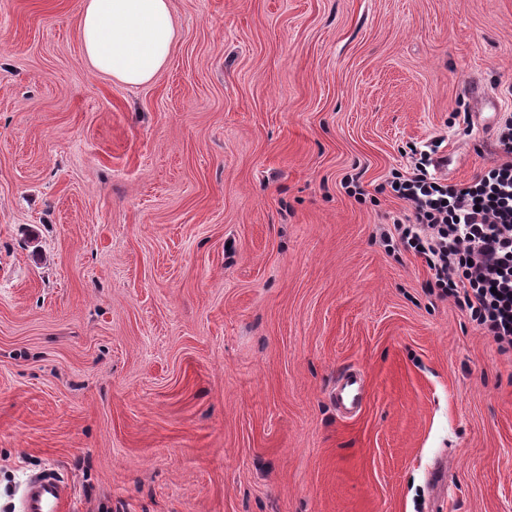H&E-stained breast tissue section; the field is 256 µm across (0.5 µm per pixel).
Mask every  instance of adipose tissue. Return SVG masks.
Segmentation results:
<instances>
[{
	"label": "adipose tissue",
	"instance_id": "ef3b65f1",
	"mask_svg": "<svg viewBox=\"0 0 512 512\" xmlns=\"http://www.w3.org/2000/svg\"><path fill=\"white\" fill-rule=\"evenodd\" d=\"M86 65L124 84L150 83L176 46L171 0H82Z\"/></svg>",
	"mask_w": 512,
	"mask_h": 512
}]
</instances>
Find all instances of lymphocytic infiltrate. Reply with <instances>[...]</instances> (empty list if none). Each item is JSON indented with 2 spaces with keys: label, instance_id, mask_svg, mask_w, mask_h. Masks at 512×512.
<instances>
[{
  "label": "lymphocytic infiltrate",
  "instance_id": "lymphocytic-infiltrate-1",
  "mask_svg": "<svg viewBox=\"0 0 512 512\" xmlns=\"http://www.w3.org/2000/svg\"><path fill=\"white\" fill-rule=\"evenodd\" d=\"M493 138L503 160L466 183L448 182L440 140L413 144L405 170L392 171L386 190L406 211L394 218L385 247L421 257L429 287L468 311L500 349L512 348V118Z\"/></svg>",
  "mask_w": 512,
  "mask_h": 512
}]
</instances>
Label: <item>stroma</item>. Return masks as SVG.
Listing matches in <instances>:
<instances>
[{"label":"stroma","mask_w":512,"mask_h":512,"mask_svg":"<svg viewBox=\"0 0 512 512\" xmlns=\"http://www.w3.org/2000/svg\"><path fill=\"white\" fill-rule=\"evenodd\" d=\"M80 9L0 0V512L50 470L71 512H512V350L378 191L434 136L449 181L502 160L512 0H172L143 86ZM336 410L343 418L350 419L356 416L363 407L366 396L365 378L361 370L356 367L343 369L336 378L333 390Z\"/></svg>","instance_id":"stroma-1"}]
</instances>
